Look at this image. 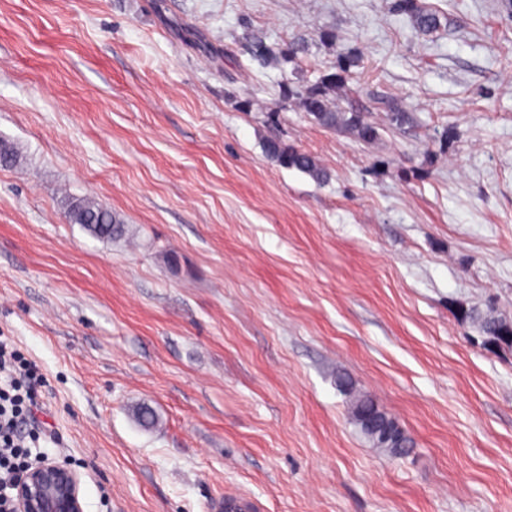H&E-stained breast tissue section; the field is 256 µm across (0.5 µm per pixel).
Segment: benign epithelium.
I'll use <instances>...</instances> for the list:
<instances>
[{
  "label": "benign epithelium",
  "mask_w": 512,
  "mask_h": 512,
  "mask_svg": "<svg viewBox=\"0 0 512 512\" xmlns=\"http://www.w3.org/2000/svg\"><path fill=\"white\" fill-rule=\"evenodd\" d=\"M14 512H84L81 478L67 462L42 459L13 487Z\"/></svg>",
  "instance_id": "1"
}]
</instances>
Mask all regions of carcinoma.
Returning a JSON list of instances; mask_svg holds the SVG:
<instances>
[{"mask_svg": "<svg viewBox=\"0 0 512 512\" xmlns=\"http://www.w3.org/2000/svg\"><path fill=\"white\" fill-rule=\"evenodd\" d=\"M398 9L411 15L416 27L425 34H431L441 27L440 15L417 3V0H398ZM356 55H340L335 71L323 74L319 81L310 86H299L289 90L298 96L303 112L316 123L329 129H345L356 140L369 143L377 138L378 127L367 112H340L328 99L327 90L344 81L351 67L358 65ZM387 126L398 129L408 124L410 116L397 106L385 102ZM267 156L279 166L296 169L320 183L327 179V172L311 155L283 144L276 138L265 144ZM22 154L12 142L0 140V166H13L20 162ZM65 217L71 224H78L92 238L112 242L128 235V226L111 209L98 203L90 196L67 197ZM459 315L463 322L475 328L481 339V346L489 351H512V318H507L488 308H463ZM338 386L349 397L352 417L363 437L374 447L381 448L392 457L408 455L413 442L405 431L379 408L375 400L357 391L353 382L346 378L337 379Z\"/></svg>", "mask_w": 512, "mask_h": 512, "instance_id": "1", "label": "carcinoma"}]
</instances>
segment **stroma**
Masks as SVG:
<instances>
[{
    "label": "stroma",
    "instance_id": "35a3bbf8",
    "mask_svg": "<svg viewBox=\"0 0 512 512\" xmlns=\"http://www.w3.org/2000/svg\"><path fill=\"white\" fill-rule=\"evenodd\" d=\"M420 3L437 33L396 0H0L23 155L0 167V336L46 379L32 453L73 464L85 512H512V352L457 314L512 317V0ZM354 50L331 97L368 143L288 94ZM69 195L128 239L68 223ZM340 373L408 456L362 437ZM398 9L411 15L416 27L425 34H432L441 27L437 12L420 6L417 0H398ZM267 156L279 166L296 169L309 175L316 182H324L328 174L311 155L283 144L276 138L268 139L265 144ZM65 217L71 224H80L92 238L112 242L128 235V226L111 209L98 203L90 196L65 199Z\"/></svg>",
    "mask_w": 512,
    "mask_h": 512
}]
</instances>
